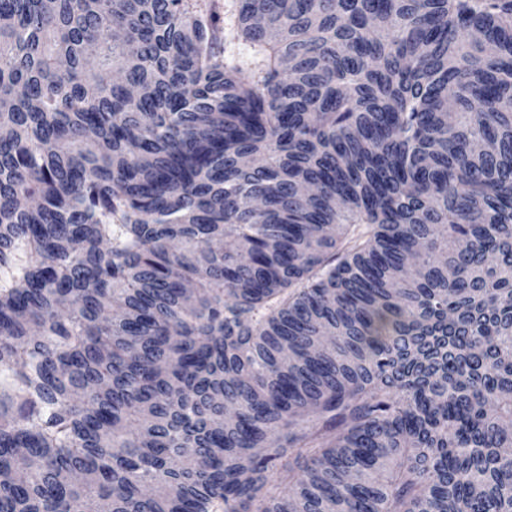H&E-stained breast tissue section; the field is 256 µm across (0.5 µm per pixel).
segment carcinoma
Returning <instances> with one entry per match:
<instances>
[{
    "mask_svg": "<svg viewBox=\"0 0 512 512\" xmlns=\"http://www.w3.org/2000/svg\"><path fill=\"white\" fill-rule=\"evenodd\" d=\"M0 0V512H512V0ZM222 4L224 11V56L243 69L253 70L255 64L250 50L240 41L234 38V29L237 24V0H217Z\"/></svg>",
    "mask_w": 512,
    "mask_h": 512,
    "instance_id": "obj_1",
    "label": "carcinoma"
}]
</instances>
